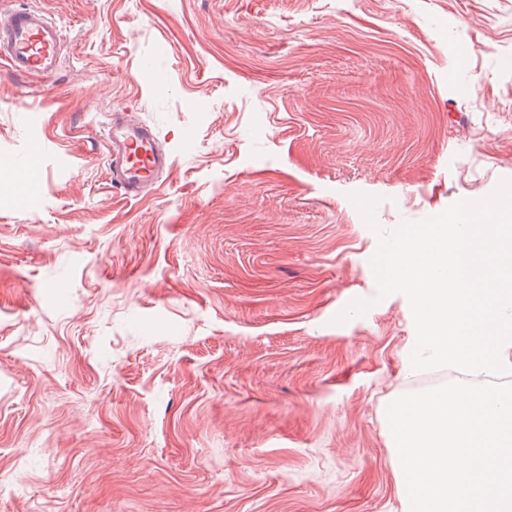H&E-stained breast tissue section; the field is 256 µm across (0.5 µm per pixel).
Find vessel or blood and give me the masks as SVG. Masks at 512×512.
Returning <instances> with one entry per match:
<instances>
[{
    "label": "vessel or blood",
    "instance_id": "1",
    "mask_svg": "<svg viewBox=\"0 0 512 512\" xmlns=\"http://www.w3.org/2000/svg\"><path fill=\"white\" fill-rule=\"evenodd\" d=\"M63 49L61 27L49 14L0 0V61L10 75L52 80L61 69ZM105 138L111 184L132 197L157 190L172 161L153 129L131 113L116 112ZM42 185L39 162L29 160L21 171L23 194L36 193Z\"/></svg>",
    "mask_w": 512,
    "mask_h": 512
}]
</instances>
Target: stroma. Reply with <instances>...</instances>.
Here are the masks:
<instances>
[{"label": "stroma", "instance_id": "stroma-1", "mask_svg": "<svg viewBox=\"0 0 512 512\" xmlns=\"http://www.w3.org/2000/svg\"><path fill=\"white\" fill-rule=\"evenodd\" d=\"M29 2L64 64L0 65V512H402L426 374L350 196L389 232L512 179V0ZM122 110L174 160L136 199ZM21 190L25 196L38 192L43 185V172L36 160H29L21 170Z\"/></svg>", "mask_w": 512, "mask_h": 512}]
</instances>
